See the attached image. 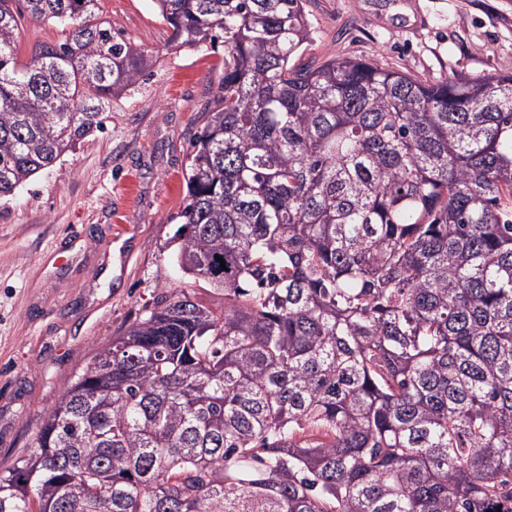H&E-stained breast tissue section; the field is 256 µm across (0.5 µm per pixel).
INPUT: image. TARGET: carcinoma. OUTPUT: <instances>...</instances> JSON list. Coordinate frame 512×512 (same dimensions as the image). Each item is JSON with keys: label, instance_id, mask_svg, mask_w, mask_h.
Here are the masks:
<instances>
[{"label": "carcinoma", "instance_id": "cac0c4a2", "mask_svg": "<svg viewBox=\"0 0 512 512\" xmlns=\"http://www.w3.org/2000/svg\"><path fill=\"white\" fill-rule=\"evenodd\" d=\"M100 2L0 0L1 200L150 72ZM153 3L169 46L224 44L179 284L72 376L0 512H512V73L299 63L305 0ZM21 8L59 30L26 63Z\"/></svg>", "mask_w": 512, "mask_h": 512}]
</instances>
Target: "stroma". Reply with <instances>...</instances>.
Here are the masks:
<instances>
[{
	"mask_svg": "<svg viewBox=\"0 0 512 512\" xmlns=\"http://www.w3.org/2000/svg\"><path fill=\"white\" fill-rule=\"evenodd\" d=\"M153 59L102 130L0 201V468L32 447L71 376L174 286L170 261L195 133L223 50L171 49L152 0H102ZM304 60H378L437 81L512 72V0H307Z\"/></svg>",
	"mask_w": 512,
	"mask_h": 512,
	"instance_id": "obj_1",
	"label": "stroma"
}]
</instances>
